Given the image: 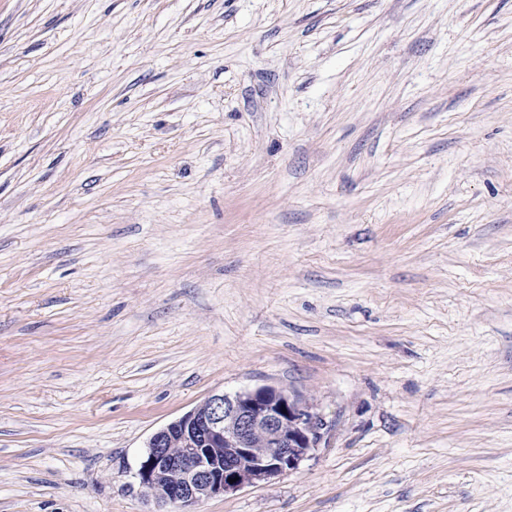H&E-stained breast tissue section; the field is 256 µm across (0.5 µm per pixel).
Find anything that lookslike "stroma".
Wrapping results in <instances>:
<instances>
[{"label":"stroma","instance_id":"obj_1","mask_svg":"<svg viewBox=\"0 0 512 512\" xmlns=\"http://www.w3.org/2000/svg\"><path fill=\"white\" fill-rule=\"evenodd\" d=\"M261 386L318 448L197 512H512V0H0V512Z\"/></svg>","mask_w":512,"mask_h":512}]
</instances>
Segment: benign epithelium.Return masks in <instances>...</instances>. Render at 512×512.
<instances>
[{
    "label": "benign epithelium",
    "mask_w": 512,
    "mask_h": 512,
    "mask_svg": "<svg viewBox=\"0 0 512 512\" xmlns=\"http://www.w3.org/2000/svg\"><path fill=\"white\" fill-rule=\"evenodd\" d=\"M322 419L288 391L271 386L213 394L153 433L135 477L153 499L176 512H196L202 500L294 471L318 447ZM268 450L250 448L254 433ZM179 451L172 452V444ZM171 472L175 481L167 480Z\"/></svg>",
    "instance_id": "benign-epithelium-1"
}]
</instances>
